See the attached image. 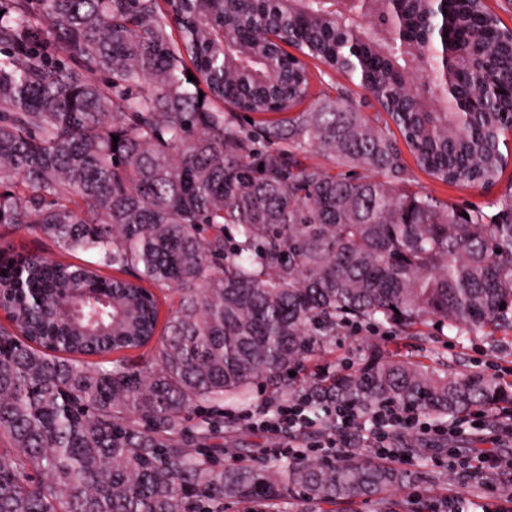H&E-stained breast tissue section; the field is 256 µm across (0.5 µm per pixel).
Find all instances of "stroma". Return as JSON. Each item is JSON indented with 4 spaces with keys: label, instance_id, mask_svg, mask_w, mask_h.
<instances>
[{
    "label": "stroma",
    "instance_id": "stroma-1",
    "mask_svg": "<svg viewBox=\"0 0 512 512\" xmlns=\"http://www.w3.org/2000/svg\"><path fill=\"white\" fill-rule=\"evenodd\" d=\"M312 101L336 97L338 89H346L366 116H374L379 106L358 83L336 72L325 71L323 65L308 60ZM401 193H421L458 209L481 208L487 215L497 211L496 200L512 190V162L508 163L497 183L487 189L464 185H449L429 176L418 166H411L406 181L397 184ZM0 251L8 254H37L77 263L95 261V254L78 253L70 256L39 230L0 224ZM398 354L399 358L427 364L444 361L456 372L480 371L489 376H506L512 369V331L489 333L477 331L458 337L434 326L425 336H397L389 329L374 330L365 326L340 332L331 345L308 362L300 372L297 387H304L309 373L316 366L329 364L337 368L358 367L369 353L371 344ZM223 442L228 448H241L238 460L243 464L265 463L278 458L289 448L303 447L301 439L287 433L270 435L252 430L243 424H225ZM419 455L406 459L402 467L411 475L404 486L390 494L397 502V512H445L448 505L462 503L465 512H504L511 506L501 486L495 481L473 483L469 471L479 469V450L490 447V440L477 443L469 434L451 439L421 440Z\"/></svg>",
    "mask_w": 512,
    "mask_h": 512
}]
</instances>
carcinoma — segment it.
Here are the masks:
<instances>
[{"label":"carcinoma","mask_w":512,"mask_h":512,"mask_svg":"<svg viewBox=\"0 0 512 512\" xmlns=\"http://www.w3.org/2000/svg\"><path fill=\"white\" fill-rule=\"evenodd\" d=\"M166 3L177 42L157 0H11L0 15V184L15 186L0 191V224L99 255L0 262L14 327H0V512L381 499L409 476L367 450L220 465L224 404L249 403L262 382L271 411L289 372L347 327L512 330V194L489 218L397 193L408 165L390 132L436 180L494 185L512 131V39L484 0ZM289 45L358 81L384 115L343 96L296 111L310 77ZM242 112L277 118L249 128ZM309 147L378 177L305 165ZM173 284L151 359L85 360L147 346L153 289ZM304 392L315 413L512 409L509 381L378 346ZM393 439L420 453L407 434Z\"/></svg>","instance_id":"carcinoma-1"}]
</instances>
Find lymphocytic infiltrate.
<instances>
[{"mask_svg": "<svg viewBox=\"0 0 512 512\" xmlns=\"http://www.w3.org/2000/svg\"><path fill=\"white\" fill-rule=\"evenodd\" d=\"M364 423L369 426L364 437L365 443L382 458L391 455L388 448V429L392 426L401 427L427 439L456 436L465 427L475 425L512 435L511 413L473 411L458 418L430 423L421 420L416 409L410 406H378L365 412L349 405L336 404L327 406L322 418L315 420L307 415L305 402L301 399L280 406L275 419L260 421L259 426L274 434L315 430L318 437L316 446L320 448L322 457L333 461L339 458L341 448L347 447L350 429Z\"/></svg>", "mask_w": 512, "mask_h": 512, "instance_id": "obj_1", "label": "lymphocytic infiltrate"}]
</instances>
